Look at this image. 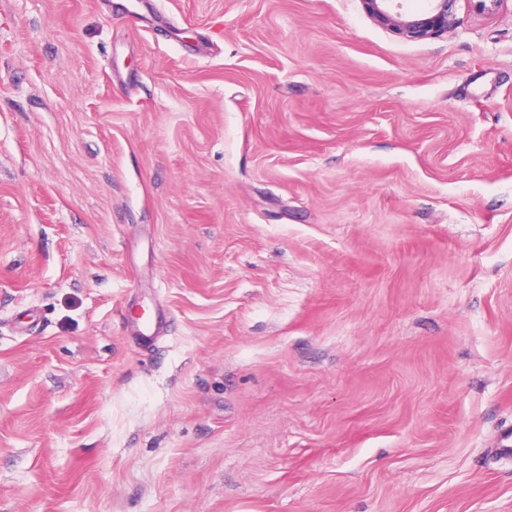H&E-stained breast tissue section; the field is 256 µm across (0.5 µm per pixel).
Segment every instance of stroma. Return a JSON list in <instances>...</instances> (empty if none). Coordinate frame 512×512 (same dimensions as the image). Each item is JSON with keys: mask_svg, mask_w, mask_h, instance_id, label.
<instances>
[{"mask_svg": "<svg viewBox=\"0 0 512 512\" xmlns=\"http://www.w3.org/2000/svg\"><path fill=\"white\" fill-rule=\"evenodd\" d=\"M453 19L0 0V512H512V0ZM367 13L377 22L388 26L397 34L411 39H422L448 33L451 27L453 0H431L424 18L404 19L402 4L393 0H363Z\"/></svg>", "mask_w": 512, "mask_h": 512, "instance_id": "stroma-1", "label": "stroma"}]
</instances>
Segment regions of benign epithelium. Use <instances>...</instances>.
Instances as JSON below:
<instances>
[{"instance_id":"7a95c632","label":"benign epithelium","mask_w":512,"mask_h":512,"mask_svg":"<svg viewBox=\"0 0 512 512\" xmlns=\"http://www.w3.org/2000/svg\"><path fill=\"white\" fill-rule=\"evenodd\" d=\"M367 13L377 22L394 32L411 39L439 36L451 27V7L453 0H431L425 17L418 19L403 18L402 5L393 4V0H363Z\"/></svg>"}]
</instances>
